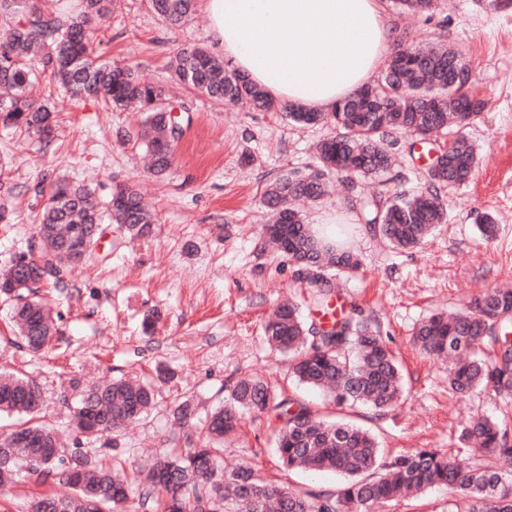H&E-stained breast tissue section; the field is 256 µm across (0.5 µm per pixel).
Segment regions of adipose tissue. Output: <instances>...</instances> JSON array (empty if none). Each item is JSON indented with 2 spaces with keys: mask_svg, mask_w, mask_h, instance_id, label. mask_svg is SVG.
I'll return each mask as SVG.
<instances>
[{
  "mask_svg": "<svg viewBox=\"0 0 512 512\" xmlns=\"http://www.w3.org/2000/svg\"><path fill=\"white\" fill-rule=\"evenodd\" d=\"M213 42L274 100L328 111L390 53L381 0H205Z\"/></svg>",
  "mask_w": 512,
  "mask_h": 512,
  "instance_id": "ef3b65f1",
  "label": "adipose tissue"
}]
</instances>
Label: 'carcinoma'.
<instances>
[{
    "label": "carcinoma",
    "instance_id": "1",
    "mask_svg": "<svg viewBox=\"0 0 512 512\" xmlns=\"http://www.w3.org/2000/svg\"><path fill=\"white\" fill-rule=\"evenodd\" d=\"M110 0H80L78 11L46 12L34 0H0V127L20 130L41 144L56 138L54 109L32 99L28 89L39 73H49L72 100L103 99L113 109L132 108L144 114L136 139L149 153L151 168L163 174L175 159L180 130L170 127L171 110L163 87L138 78L133 68L94 55L95 27L108 12ZM157 15L172 27L191 15L193 0H151ZM175 77L219 103H244L253 109L285 113L288 119L314 125L330 123L336 134L317 151L319 169L308 175L290 172L270 184L264 206L275 221L265 226L277 242L288 239V256L298 266L309 296L274 309L263 325V338L274 350L288 354V374L310 388L328 392L339 406L363 405L382 416L405 396L401 369L376 320L352 307L332 320L308 321L303 309L318 314L344 298L336 272L358 267L357 255L323 245L292 206L297 198L319 199L328 173L346 171L378 176L392 165L387 137L408 133L424 139L448 130L451 122L479 115L484 103L456 80L469 71L461 55L440 46L423 49L398 45L384 73L330 112L280 104L245 75L228 71L224 61L200 47L184 46L172 61ZM444 164L428 172V186L414 194L387 198L381 194L360 201L363 223L391 247L420 245L446 223L447 209L438 188L464 183L476 156L468 142L456 137L438 146ZM45 197L36 250L28 265L38 271L29 280H15L17 302L11 321L20 347L31 353L46 348L57 333L51 308L36 297L23 299L43 284L66 286L72 266L59 242L74 234L94 252L98 225L106 219L125 226L132 236L151 232L153 215L130 185L113 187L99 205L94 192L65 179L41 177L34 185ZM420 350L448 361V383L460 393L491 387L512 399V288H492L473 306L439 313L416 331ZM76 391L73 418L96 431L79 432L101 438L141 419L154 405L150 382L117 378ZM44 396L32 378L0 371V413L21 416L19 424L0 432V497L27 469L45 477L59 476L61 489L35 497L29 512H117L138 493L144 512H371L410 493L434 486L453 489L461 501L457 512H512V472L476 468L445 454L415 449L385 456L377 438L351 423L329 422L305 401L291 398L262 376L238 379L226 388L224 405L204 421L208 445L185 454H159L143 466L144 482L134 487L120 473L92 459L80 447H63L54 428L40 414ZM258 413L273 425L277 460L288 471H334L347 481L334 492L292 489L269 483L252 468L227 470L221 464L224 436L237 431L242 416ZM461 441L512 463V439L490 417L472 420Z\"/></svg>",
    "mask_w": 512,
    "mask_h": 512
}]
</instances>
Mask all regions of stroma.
<instances>
[{"label": "stroma", "mask_w": 512, "mask_h": 512, "mask_svg": "<svg viewBox=\"0 0 512 512\" xmlns=\"http://www.w3.org/2000/svg\"><path fill=\"white\" fill-rule=\"evenodd\" d=\"M383 7L393 35L404 42L442 40L458 50L470 68L471 91L486 107L459 128L475 146L478 165L467 183L447 193L448 222L420 248L384 245L360 220L356 202L361 190L392 195L423 187L431 146L410 136L395 138L396 162L380 180L359 181L351 190L347 174H332L327 193L304 209L306 224L357 248L362 265L342 287L364 314L376 316L400 361L408 395L381 419L361 407H336L323 392L297 384L287 375L286 357L262 340L264 319L283 300L302 294L303 283L288 255L264 245L269 216L261 195L285 173L311 171L314 147L331 130L295 124L279 112L219 105L175 85L169 60L178 48L216 50L203 0L178 28L159 18L150 0H114L93 40L95 54L171 88L183 134L165 174L149 171L134 139L140 115L111 110L97 99L71 100L46 74L31 95L55 105L57 138L42 147L0 128V194L13 211L11 223H0V269L28 254L34 242L44 200L31 187L41 176L82 182L102 202L112 186L132 183L152 204L149 236L132 239L120 225L103 223L93 256L70 269L67 288L48 294L60 330L49 351L18 349L11 304L0 296V368L40 384L44 415L68 441H79L59 404L70 378L150 376L160 365L174 371V380L159 383L147 416L115 440L81 441L103 463L125 461L130 482H138L137 467L149 454L200 447L201 421L222 402L226 384L252 373L265 374L328 418L371 428L388 453L434 449L478 466L485 454L462 449V427L484 415L512 430V403L489 387L454 392L444 366L413 340L427 315L467 307L484 289L512 285V8L494 11L488 0H435L432 10L419 14L403 13L396 0H383ZM487 216L497 226L490 240L479 230ZM185 399L194 404L197 421L182 429L172 411ZM245 464L263 478L299 488L333 491L343 481L335 472L280 470L272 428L254 414L244 415L238 439L224 447L226 468Z\"/></svg>", "instance_id": "stroma-1"}]
</instances>
